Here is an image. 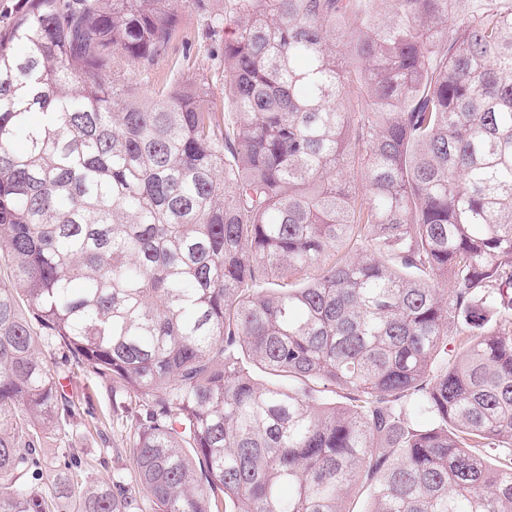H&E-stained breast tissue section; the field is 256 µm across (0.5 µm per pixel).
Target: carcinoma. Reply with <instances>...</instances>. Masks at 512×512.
Wrapping results in <instances>:
<instances>
[{
  "label": "carcinoma",
  "instance_id": "1",
  "mask_svg": "<svg viewBox=\"0 0 512 512\" xmlns=\"http://www.w3.org/2000/svg\"><path fill=\"white\" fill-rule=\"evenodd\" d=\"M184 9L219 71L143 95ZM0 256V512H512V0H23ZM58 345L144 401L77 496Z\"/></svg>",
  "mask_w": 512,
  "mask_h": 512
}]
</instances>
